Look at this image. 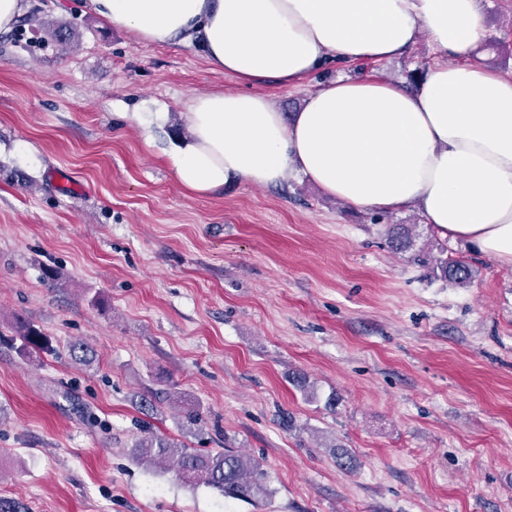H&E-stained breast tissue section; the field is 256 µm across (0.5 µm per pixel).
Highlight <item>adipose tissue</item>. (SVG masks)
Here are the masks:
<instances>
[{"instance_id": "adipose-tissue-1", "label": "adipose tissue", "mask_w": 512, "mask_h": 512, "mask_svg": "<svg viewBox=\"0 0 512 512\" xmlns=\"http://www.w3.org/2000/svg\"><path fill=\"white\" fill-rule=\"evenodd\" d=\"M137 40L195 39L247 84L295 87L326 62H385L426 38L415 89L340 76L284 118L265 95L192 96L172 165L204 194L300 175L358 209L416 207L442 236L512 268V79L476 63L483 0H88Z\"/></svg>"}]
</instances>
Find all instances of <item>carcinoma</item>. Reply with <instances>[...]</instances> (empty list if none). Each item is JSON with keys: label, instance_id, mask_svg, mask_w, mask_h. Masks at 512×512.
<instances>
[{"label": "carcinoma", "instance_id": "obj_1", "mask_svg": "<svg viewBox=\"0 0 512 512\" xmlns=\"http://www.w3.org/2000/svg\"><path fill=\"white\" fill-rule=\"evenodd\" d=\"M416 228L415 224L385 225L388 243L393 249L409 254L413 261L432 265L448 282L466 285L477 276V270L465 260L446 258L448 247L445 244H435L436 256L416 247ZM15 331L20 339L16 347L19 355L25 356L32 350L58 354L51 338L30 322L16 320ZM131 456L149 470H172L177 477L213 488L225 497L259 500L270 494L267 474L260 462L231 448L202 453L181 441L150 433L134 442Z\"/></svg>", "mask_w": 512, "mask_h": 512}]
</instances>
